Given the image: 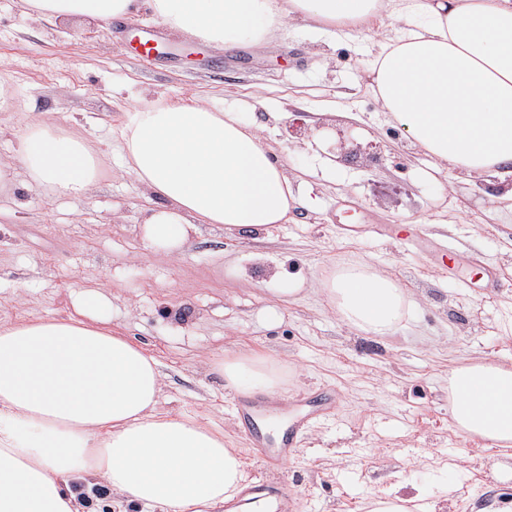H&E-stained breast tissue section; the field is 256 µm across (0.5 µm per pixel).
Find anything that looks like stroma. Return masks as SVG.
<instances>
[{"label":"stroma","mask_w":512,"mask_h":512,"mask_svg":"<svg viewBox=\"0 0 512 512\" xmlns=\"http://www.w3.org/2000/svg\"><path fill=\"white\" fill-rule=\"evenodd\" d=\"M160 24L146 7L103 23L0 0V76L16 96L0 112V164L14 172L0 189V322L77 317L80 293L103 291L96 318L157 359L163 409L223 431L250 477L262 456L239 430L237 392L217 370L225 357L276 369L288 415L304 391L331 392L327 415L270 474L286 485L290 512H366L372 493L393 491L423 494L442 512H497L512 500V458L451 428L448 371L474 358L512 362V211L489 215L490 182L425 178L426 156L368 86L371 35L332 38L297 20L229 52L169 31L158 61L144 64L132 45ZM159 96L240 112L289 177L310 179L319 208L296 207L261 233L202 224L172 255L149 248L154 203L108 129ZM298 117L309 134L288 138ZM38 122L88 138L100 166L86 196L30 181L19 141ZM339 132L374 159L328 165ZM355 260L410 294L402 333L365 336L337 320L322 283ZM486 268L497 279L488 291L475 286Z\"/></svg>","instance_id":"35a3bbf8"}]
</instances>
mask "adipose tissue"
<instances>
[{
  "label": "adipose tissue",
  "mask_w": 512,
  "mask_h": 512,
  "mask_svg": "<svg viewBox=\"0 0 512 512\" xmlns=\"http://www.w3.org/2000/svg\"><path fill=\"white\" fill-rule=\"evenodd\" d=\"M39 16L111 21L136 0H26ZM172 31L227 48L256 44L295 20L326 34L382 36L367 65L387 119L400 123L437 172L493 177L490 206L512 205V0H146ZM113 134L130 173L159 198L149 247L171 251L200 224L265 231L307 204L286 167L241 114L156 98ZM20 154L33 184L87 195L98 158L55 125L30 128ZM337 318L391 336L412 307L406 291L363 262L323 283ZM238 391L274 392L275 370L226 358ZM453 428L512 449V364L481 360L448 379ZM158 361L107 322L0 323V512H83L68 482L102 477L143 512H211L245 479L238 449L195 418L160 407Z\"/></svg>",
  "instance_id": "obj_1"
}]
</instances>
